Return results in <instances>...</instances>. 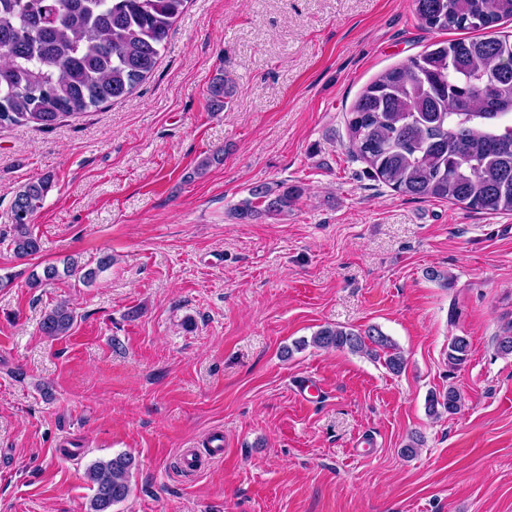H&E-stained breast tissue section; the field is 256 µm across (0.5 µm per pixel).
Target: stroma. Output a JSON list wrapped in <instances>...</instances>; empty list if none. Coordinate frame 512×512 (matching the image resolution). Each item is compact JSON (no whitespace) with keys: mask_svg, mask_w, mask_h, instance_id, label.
Masks as SVG:
<instances>
[{"mask_svg":"<svg viewBox=\"0 0 512 512\" xmlns=\"http://www.w3.org/2000/svg\"><path fill=\"white\" fill-rule=\"evenodd\" d=\"M460 36L425 28L412 0H187L132 95L0 128V512H89L86 468L121 452L136 466L112 512H512V355L495 346L512 323V214L405 196L349 148L365 88ZM221 75L234 92L214 112ZM46 173L41 250L15 258L12 203ZM282 182L300 189L287 214L231 216ZM104 255L91 285H31ZM62 300L72 330L43 335ZM371 325L401 373L295 347ZM455 336L470 354L452 373ZM451 385L462 410L428 415ZM219 439L223 459L179 469ZM232 94L233 85L231 80L224 76L214 78L208 88L210 109L214 112L223 111Z\"/></svg>","mask_w":512,"mask_h":512,"instance_id":"35a3bbf8","label":"stroma"}]
</instances>
